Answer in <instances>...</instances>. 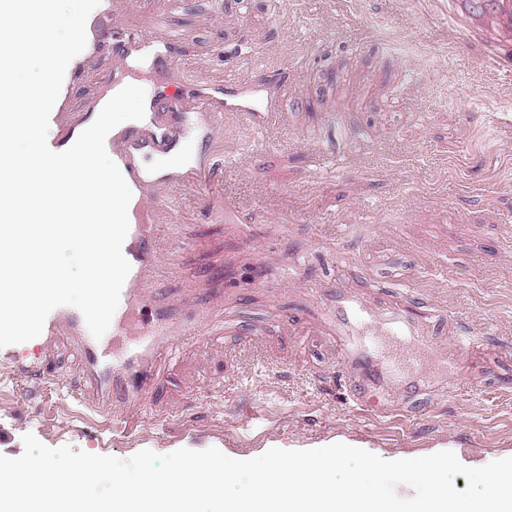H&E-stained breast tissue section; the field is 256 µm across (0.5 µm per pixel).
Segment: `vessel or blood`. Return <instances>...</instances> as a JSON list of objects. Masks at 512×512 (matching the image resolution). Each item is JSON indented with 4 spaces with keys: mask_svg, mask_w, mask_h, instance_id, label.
I'll use <instances>...</instances> for the list:
<instances>
[{
    "mask_svg": "<svg viewBox=\"0 0 512 512\" xmlns=\"http://www.w3.org/2000/svg\"><path fill=\"white\" fill-rule=\"evenodd\" d=\"M494 12L499 30L497 48L505 51L512 47V0H495ZM111 14L112 0H100L94 21L86 30L85 50L69 63L66 72L76 74L87 58L95 56L104 45H111L114 66L106 82L117 92L134 84L136 71L171 61L176 41L170 35L112 26ZM185 88V82L179 80L162 95L154 86H146L144 118L137 121L123 142L106 144L138 205L147 201L146 186L182 183L205 174L208 166L195 147L200 138L211 136L223 116L236 114L262 128L269 119L287 116L289 105L296 99L292 85L284 78L243 83L227 77L198 86L189 97L184 94ZM172 100L180 102L182 108L181 119L175 125L166 118ZM105 103L103 94H95L88 111L51 142V149H68L94 122ZM146 156L161 159V166H143L141 160ZM155 231L152 224L130 225L123 244L131 270L111 324L113 335L125 337V344L106 350L102 341L89 332L81 312L69 306L52 310L36 339L37 357L43 360L56 338L67 337L83 364L79 397L103 412L120 407L118 421L127 427L151 398L161 355H175L184 334L197 327L208 310L207 304L182 299L177 312H170L157 305L156 290L145 288L156 263L151 249ZM333 306L336 323L344 331L338 343L352 402L363 410H391L397 404L391 382L415 377L418 360L429 354L431 341L415 324L394 321L389 332L401 343L397 366L386 370V384L370 385L361 365L363 359L375 357L382 345L374 327L378 317L364 300L354 296H337Z\"/></svg>",
    "mask_w": 512,
    "mask_h": 512,
    "instance_id": "b4317fda",
    "label": "vessel or blood"
}]
</instances>
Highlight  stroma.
Wrapping results in <instances>:
<instances>
[{"mask_svg":"<svg viewBox=\"0 0 512 512\" xmlns=\"http://www.w3.org/2000/svg\"><path fill=\"white\" fill-rule=\"evenodd\" d=\"M112 0V19L177 36L157 87L190 73L242 82L284 71L303 102L257 130L235 117L202 184L170 186L159 273L199 298L221 289L210 329L163 363L132 428L71 393L68 342L17 376L30 343L0 347V454L34 434L50 447L126 459L149 449L344 437L380 457L447 445L466 466L512 457V77L493 66V0ZM360 141L322 137L336 123ZM249 215L240 239L225 210ZM357 295L423 325L439 347L472 331L455 368L427 366L400 411L353 407L339 377L329 298ZM266 326L263 336L253 326Z\"/></svg>","mask_w":512,"mask_h":512,"instance_id":"stroma-1","label":"stroma"}]
</instances>
